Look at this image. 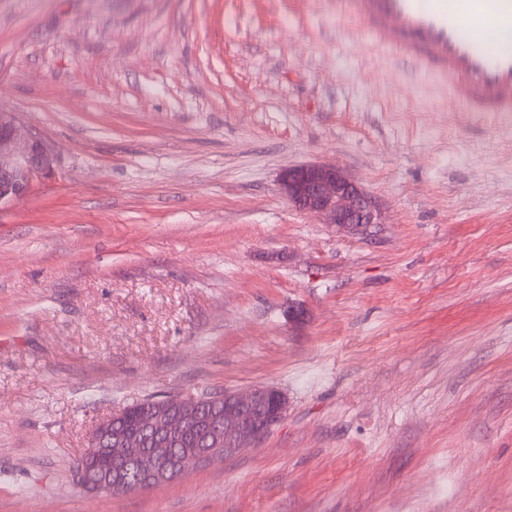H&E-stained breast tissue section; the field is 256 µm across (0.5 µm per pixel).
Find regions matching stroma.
<instances>
[{
    "instance_id": "35a3bbf8",
    "label": "stroma",
    "mask_w": 512,
    "mask_h": 512,
    "mask_svg": "<svg viewBox=\"0 0 512 512\" xmlns=\"http://www.w3.org/2000/svg\"><path fill=\"white\" fill-rule=\"evenodd\" d=\"M0 109L60 158L0 206V512H512V112L341 0H0ZM307 163L377 223L292 206ZM254 386L257 447L76 484L113 412ZM280 181L295 208L320 213L328 224L363 231L377 223L374 201L336 165L290 166L281 172Z\"/></svg>"
}]
</instances>
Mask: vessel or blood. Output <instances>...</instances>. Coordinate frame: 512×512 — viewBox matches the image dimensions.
I'll use <instances>...</instances> for the list:
<instances>
[{"label":"vessel or blood","mask_w":512,"mask_h":512,"mask_svg":"<svg viewBox=\"0 0 512 512\" xmlns=\"http://www.w3.org/2000/svg\"><path fill=\"white\" fill-rule=\"evenodd\" d=\"M374 41L425 65L474 112H512V0H347Z\"/></svg>","instance_id":"b4317fda"}]
</instances>
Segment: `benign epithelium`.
<instances>
[{"mask_svg": "<svg viewBox=\"0 0 512 512\" xmlns=\"http://www.w3.org/2000/svg\"><path fill=\"white\" fill-rule=\"evenodd\" d=\"M54 145L37 132L23 137L14 112L0 109V205L29 194L33 182L55 172ZM280 181L288 201L302 211L324 215L330 224L363 231L376 223L374 201L332 164L285 168ZM224 401L209 420V431L195 448H175L176 440L196 434L204 422L203 406ZM288 403L278 390L257 386L245 392H185L150 401L141 431L114 429L124 417L118 410L100 420L89 434L77 469L79 485L98 494L123 496L178 480L186 471L215 458L257 446L286 416ZM113 463L99 472L101 460Z\"/></svg>", "mask_w": 512, "mask_h": 512, "instance_id": "1", "label": "benign epithelium"}]
</instances>
